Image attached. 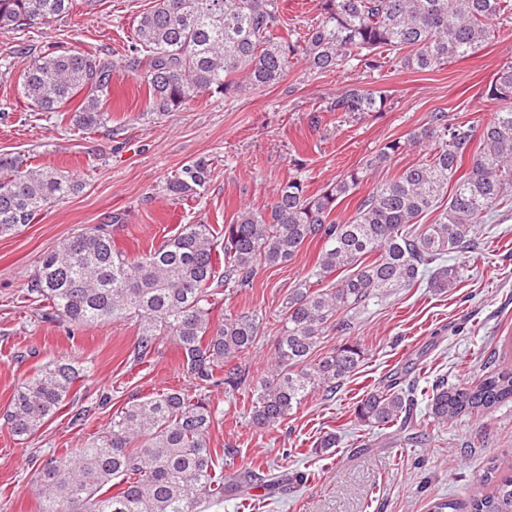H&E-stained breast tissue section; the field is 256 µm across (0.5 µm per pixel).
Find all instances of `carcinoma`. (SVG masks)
<instances>
[{
    "instance_id": "cac0c4a2",
    "label": "carcinoma",
    "mask_w": 512,
    "mask_h": 512,
    "mask_svg": "<svg viewBox=\"0 0 512 512\" xmlns=\"http://www.w3.org/2000/svg\"><path fill=\"white\" fill-rule=\"evenodd\" d=\"M77 0H0V29L24 31L69 15ZM512 0H318V17L304 33L288 27L279 0H153L135 28L137 47L125 68L144 82L149 112H173L204 96L226 99L278 84L298 61L316 75L356 64L379 67L393 55L411 72L433 71L474 53ZM116 64L76 50L34 57L23 77V97L40 112L83 129L104 116ZM484 93L500 103L486 123L454 122L441 110L404 141L386 142L364 166L309 193L300 177L281 185L261 210H247L224 225L218 242L209 224H185L159 246L130 258L117 250L100 224L46 253L27 284V300L47 321L87 326L115 319L138 324L135 359L145 361L160 338L170 337L182 367L195 381L192 397L169 389L133 402L112 415L108 427L80 448H64L32 470L28 485L40 512H201L211 502L258 486L282 488L279 477L244 470L216 471L218 449L208 433L217 411L207 392L220 385L252 395L258 429L281 425L309 396L336 392L364 357L362 345L345 338L344 313L368 306L422 278L430 287L453 288L477 225L512 203V62L502 66ZM385 90L351 88L330 99L324 112L364 115L390 109ZM432 146L420 161L357 199L353 215L336 217L369 171L408 145ZM470 166L460 173L465 160ZM210 172L192 162L165 183L181 201L204 194ZM80 188L70 172L31 167L19 155L0 153V236L32 223L48 205ZM438 212L431 224L419 218ZM323 244L310 278L289 295L282 310L275 364L268 376L249 379L238 358L258 340L262 322L249 312L212 316V288L219 251L220 285L230 292L253 287L259 270L290 261L306 244ZM336 282L317 285L330 275ZM336 346L309 358L325 332ZM80 372L60 359L40 368L14 392L3 415L19 437L39 431L62 408ZM512 401V369L494 368L476 382L450 386L436 379L428 417L445 425L475 410L491 412ZM412 389L393 378L361 399L356 420L374 428L408 429L414 418ZM511 473L475 488L467 512H512Z\"/></svg>"
}]
</instances>
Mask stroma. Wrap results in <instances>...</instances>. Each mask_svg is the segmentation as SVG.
Wrapping results in <instances>:
<instances>
[{
  "instance_id": "stroma-1",
  "label": "stroma",
  "mask_w": 512,
  "mask_h": 512,
  "mask_svg": "<svg viewBox=\"0 0 512 512\" xmlns=\"http://www.w3.org/2000/svg\"><path fill=\"white\" fill-rule=\"evenodd\" d=\"M152 0H85L50 26L0 30V153L73 171L82 188L45 209L29 225L0 238V413L14 391L40 367L72 359L83 373L58 414L35 435L14 436L0 424V512H39L27 488L31 468L63 448L82 446L107 427L129 401L168 388L194 391L174 341L160 340L149 361L134 358L138 326L132 320L76 327L47 322L23 296L41 256L64 239L109 225L120 251L135 256L186 224L223 231L245 209L266 205L289 178L317 191L361 166L387 141L421 127L441 110L459 121L484 123L498 109L484 86L512 61V17L469 57L439 69L410 73L387 57L378 70L342 68L327 76L292 67L263 92L233 101L216 94L176 112L146 109L147 89L127 72L136 17ZM64 46L118 63L104 119L84 130L70 120L37 112L21 93L33 54ZM352 87L381 88L388 111L354 117L325 112L328 99ZM202 159L211 169L200 201H180L163 187L184 164ZM121 213L126 223L113 224ZM457 287L421 283L398 288L365 309L349 312V337L364 349L361 366L332 398L315 394L281 425L251 423L252 397L215 387L209 393L220 417L211 447L234 449L224 473L252 469L286 476L283 490L225 499L204 512H431L439 499L467 502L493 464L512 461V402L444 426L403 433L358 423L354 408L369 391L403 371L426 413L434 380L475 382L488 357L512 365V205L479 225ZM320 243L306 245L288 263L260 270L253 287L224 297L222 313L250 312L263 320L256 348L241 358L251 379L268 373L280 314L291 291L314 267ZM336 433V448L315 455L314 443ZM303 482H296L297 474Z\"/></svg>"
}]
</instances>
